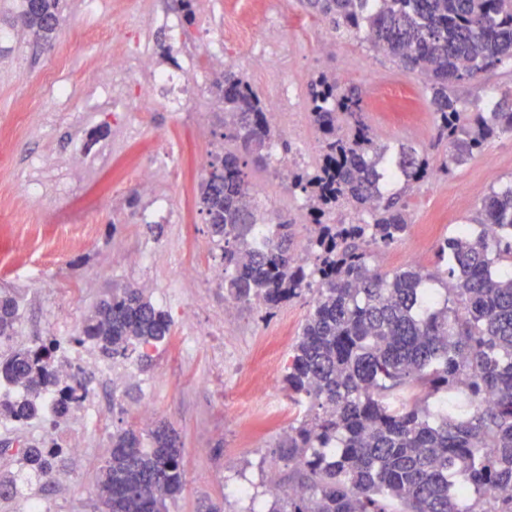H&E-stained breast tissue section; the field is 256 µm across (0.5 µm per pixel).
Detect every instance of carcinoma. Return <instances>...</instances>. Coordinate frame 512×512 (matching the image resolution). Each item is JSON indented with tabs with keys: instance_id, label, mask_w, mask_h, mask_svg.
Returning a JSON list of instances; mask_svg holds the SVG:
<instances>
[{
	"instance_id": "obj_1",
	"label": "carcinoma",
	"mask_w": 512,
	"mask_h": 512,
	"mask_svg": "<svg viewBox=\"0 0 512 512\" xmlns=\"http://www.w3.org/2000/svg\"><path fill=\"white\" fill-rule=\"evenodd\" d=\"M336 37L367 43L429 86L442 165L462 163L512 132V103L468 115L456 88L512 61V0H300ZM60 0H40L26 23L47 45ZM224 156L202 184L201 211L224 243V288L235 303L268 308L311 295L284 380L311 413L290 426L279 459L292 463L288 491L270 512H512V183L493 189L437 256L444 270L372 268L374 249L410 230L404 194L427 178L423 151L377 141L362 93L323 72L308 84V118L319 131L310 170L289 172L304 196L311 264L293 259L296 225L283 219L258 244L265 223L251 194L247 157L270 164L274 131L265 103L227 68ZM350 207V224L324 218ZM442 288H436V285ZM18 305L0 292V377L22 397L0 400L18 422L41 418L38 399L57 386L58 342L12 347ZM172 331L169 314L137 288L112 285L85 319L77 344L107 359L147 356ZM62 449L31 445L23 460L53 472ZM185 483L177 433L159 422L143 435H112L96 486L97 512H168Z\"/></svg>"
}]
</instances>
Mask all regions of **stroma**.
<instances>
[{
	"label": "stroma",
	"mask_w": 512,
	"mask_h": 512,
	"mask_svg": "<svg viewBox=\"0 0 512 512\" xmlns=\"http://www.w3.org/2000/svg\"><path fill=\"white\" fill-rule=\"evenodd\" d=\"M20 0H0V288H11L19 303V335L51 338L79 335L81 325L112 284L142 289L168 311L172 336L149 349L145 360L114 362L112 379L91 376L107 408L100 426L91 427L81 456L62 453L55 469L66 482L29 472L17 444L29 441L38 423L0 418V475L15 487L0 495V512H24L29 498L48 502L53 512H95L100 468L112 450V435L133 427L169 423L183 450L186 487L169 512H198L214 503L222 512H269L273 498L268 474L284 477L285 463L276 447L289 426L307 414L308 402L289 399L283 381L288 355L311 303L301 298L274 309L238 306L225 317L223 284L213 282L222 251L200 211V184L209 162L224 146V111L215 83L190 93L191 111L164 105L149 112L99 110L87 82L108 68L118 46L106 31L132 20L178 12V0H112L106 10L90 0H61V22L50 46L39 47L18 20ZM211 7L226 30L224 63L240 71L263 100L282 86L294 88L289 112L279 128L288 142V159L310 167L317 156L318 134L308 119L307 84L317 72L366 89L375 79L395 91L392 111L368 103L367 120L375 136L427 150L432 174L405 195L411 228L396 246L376 250L372 262L384 272L413 263L435 267L437 241L480 205L493 188L512 182V134L488 142L471 159L442 170L448 145L436 142L424 80L402 71L384 56L351 39L335 42L317 17L298 0H274L263 8L255 0H196ZM252 36H274L281 65L269 72L256 66ZM159 68H172L177 55L208 56L212 40L187 24L180 37L161 28L147 30ZM66 85L67 99L52 87ZM512 96V71L501 68L465 84L461 105L467 112L492 107ZM136 135H129V127ZM108 149L105 164L74 173L78 151ZM46 172L36 189L23 176L32 164ZM161 165L152 189H144L143 168ZM256 198L268 217L289 214L304 224L299 193L289 191L274 168L252 172ZM162 194L180 211L179 224H148L144 214ZM72 216L73 224L55 223ZM150 247L147 263H131V253ZM150 404L151 420L140 409Z\"/></svg>",
	"instance_id": "1"
}]
</instances>
